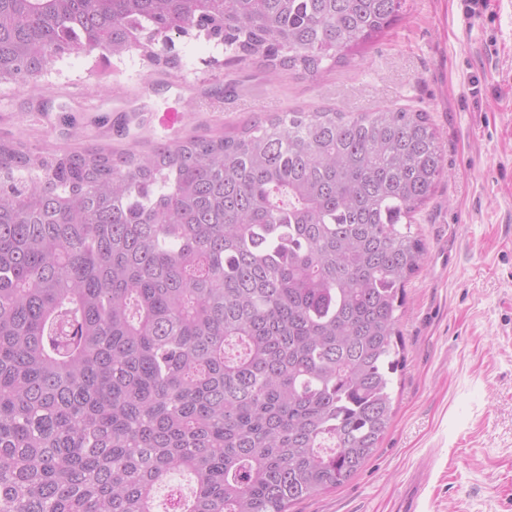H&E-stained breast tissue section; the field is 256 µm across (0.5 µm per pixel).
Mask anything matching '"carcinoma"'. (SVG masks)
Returning <instances> with one entry per match:
<instances>
[{"instance_id":"1","label":"carcinoma","mask_w":512,"mask_h":512,"mask_svg":"<svg viewBox=\"0 0 512 512\" xmlns=\"http://www.w3.org/2000/svg\"><path fill=\"white\" fill-rule=\"evenodd\" d=\"M401 0H0V85L56 54L178 67L174 39L318 77ZM428 113L318 109L147 152L0 140V512H288L384 436ZM189 478L186 475L176 474L170 477L164 484H162L156 492L155 496V510L157 512H164L167 499L168 491L171 486H178L184 495L189 493Z\"/></svg>"}]
</instances>
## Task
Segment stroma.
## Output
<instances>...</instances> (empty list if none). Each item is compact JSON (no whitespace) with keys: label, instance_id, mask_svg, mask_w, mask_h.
Wrapping results in <instances>:
<instances>
[{"label":"stroma","instance_id":"obj_1","mask_svg":"<svg viewBox=\"0 0 512 512\" xmlns=\"http://www.w3.org/2000/svg\"><path fill=\"white\" fill-rule=\"evenodd\" d=\"M466 5L402 0L394 25L315 79L273 77L182 38L176 71L134 58L103 79L73 55L44 92L0 85V139L41 151L104 142L146 151L323 107L430 113L447 174L415 217L426 260L405 288L394 415L350 480L288 512H393L414 480L426 512H512V0H486L472 17ZM169 109L185 122L163 126ZM130 113L141 127L116 135Z\"/></svg>","mask_w":512,"mask_h":512}]
</instances>
